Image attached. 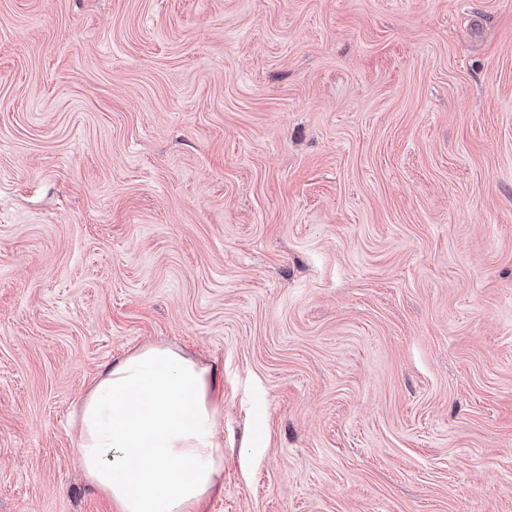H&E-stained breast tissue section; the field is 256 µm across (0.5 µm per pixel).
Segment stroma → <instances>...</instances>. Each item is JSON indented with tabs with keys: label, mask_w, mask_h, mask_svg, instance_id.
<instances>
[{
	"label": "stroma",
	"mask_w": 512,
	"mask_h": 512,
	"mask_svg": "<svg viewBox=\"0 0 512 512\" xmlns=\"http://www.w3.org/2000/svg\"><path fill=\"white\" fill-rule=\"evenodd\" d=\"M153 344L203 512H512V0H0V512Z\"/></svg>",
	"instance_id": "35a3bbf8"
}]
</instances>
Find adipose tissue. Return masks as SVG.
<instances>
[{
	"label": "adipose tissue",
	"instance_id": "adipose-tissue-1",
	"mask_svg": "<svg viewBox=\"0 0 512 512\" xmlns=\"http://www.w3.org/2000/svg\"><path fill=\"white\" fill-rule=\"evenodd\" d=\"M209 371L167 345L141 348L81 405L77 458L115 512H200L220 487V403Z\"/></svg>",
	"mask_w": 512,
	"mask_h": 512
}]
</instances>
